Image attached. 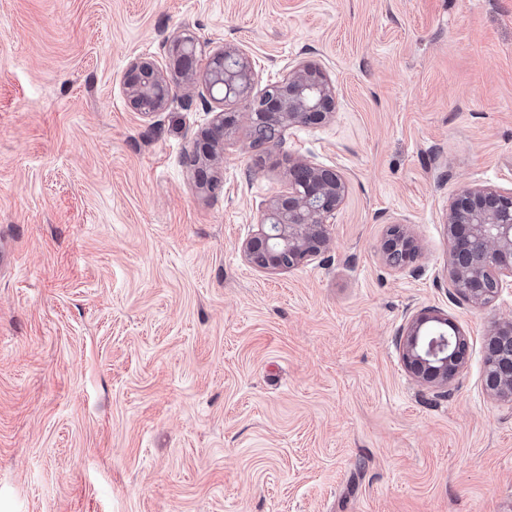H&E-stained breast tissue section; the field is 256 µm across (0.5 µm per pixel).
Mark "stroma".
Instances as JSON below:
<instances>
[{"label": "stroma", "mask_w": 512, "mask_h": 512, "mask_svg": "<svg viewBox=\"0 0 512 512\" xmlns=\"http://www.w3.org/2000/svg\"><path fill=\"white\" fill-rule=\"evenodd\" d=\"M182 33L261 88L321 68L335 111L240 128L199 188L197 133L249 101L196 80L147 118L124 85ZM300 160L347 182L330 248L254 267ZM465 186L512 190V0H0V512H512V402L483 383L512 287L453 295ZM426 307L469 346L445 387L398 346ZM418 249V243L408 234L404 226L396 224L389 229L388 238L383 244V256L389 265L401 266L411 262ZM392 262L399 265H394Z\"/></svg>", "instance_id": "obj_1"}]
</instances>
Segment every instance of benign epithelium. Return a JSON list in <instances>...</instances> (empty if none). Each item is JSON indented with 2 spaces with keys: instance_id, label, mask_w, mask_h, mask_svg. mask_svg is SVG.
<instances>
[{
  "instance_id": "7a95c632",
  "label": "benign epithelium",
  "mask_w": 512,
  "mask_h": 512,
  "mask_svg": "<svg viewBox=\"0 0 512 512\" xmlns=\"http://www.w3.org/2000/svg\"><path fill=\"white\" fill-rule=\"evenodd\" d=\"M164 63L139 59L130 64L125 87L134 109L146 117L167 107L177 86L167 71L187 81L196 79L199 58L193 36L180 34L163 43ZM257 74L248 54L234 46L215 51L203 72L210 99H251L248 121L252 131L274 128L278 136L290 128L320 122L335 108L333 90L316 67L294 70L285 80L251 98ZM239 122L237 112H216L194 142V175L212 185L207 170L224 157V133ZM346 182L336 170L308 161L294 165L288 192L273 200L260 218L259 232L243 245L247 260L261 268L292 269L325 252L330 226L346 195ZM452 249L448 255L454 294L474 307L490 303L512 280V191L463 187L448 206L446 219ZM419 249L404 226H391L383 244L387 263L405 265ZM406 368L418 380L445 386L465 368L467 347L460 328L447 315L427 308L412 315L399 336ZM484 386L492 395L512 400V321L494 326L487 338Z\"/></svg>"
}]
</instances>
